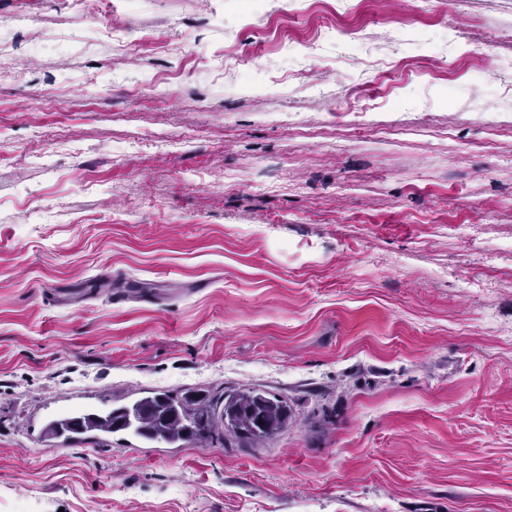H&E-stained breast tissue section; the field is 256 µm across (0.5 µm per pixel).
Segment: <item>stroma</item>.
<instances>
[{
    "label": "stroma",
    "mask_w": 512,
    "mask_h": 512,
    "mask_svg": "<svg viewBox=\"0 0 512 512\" xmlns=\"http://www.w3.org/2000/svg\"><path fill=\"white\" fill-rule=\"evenodd\" d=\"M96 5L0 0V512H512V0ZM247 389L296 424L45 434Z\"/></svg>",
    "instance_id": "stroma-1"
}]
</instances>
